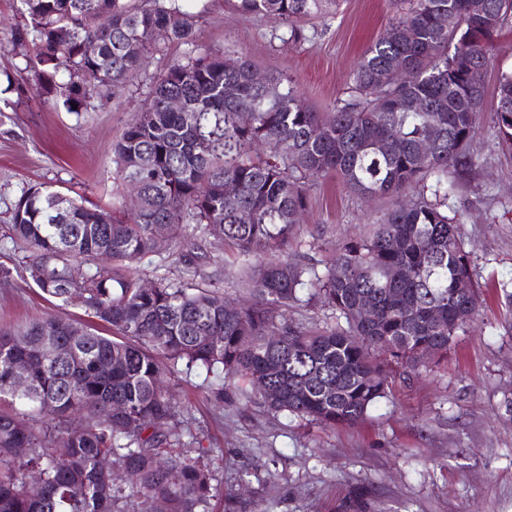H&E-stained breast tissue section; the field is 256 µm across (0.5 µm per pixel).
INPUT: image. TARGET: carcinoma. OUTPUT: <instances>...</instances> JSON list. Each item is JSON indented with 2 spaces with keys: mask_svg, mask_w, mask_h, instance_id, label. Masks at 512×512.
<instances>
[{
  "mask_svg": "<svg viewBox=\"0 0 512 512\" xmlns=\"http://www.w3.org/2000/svg\"><path fill=\"white\" fill-rule=\"evenodd\" d=\"M233 2L242 15L279 19L296 40L298 20L338 0ZM485 2L490 22L470 0H408L392 38L364 52L357 96L331 112L315 111L290 81H255L245 57L173 62L114 145L120 178L140 184V208L126 220L47 185L23 192L8 235L31 253L28 278L58 309L79 300L108 332L87 325L74 336L60 313L0 324V512H157L160 504L212 512L205 452L182 451L193 434L165 386L180 366L223 375L209 387L215 400L224 399V381L243 380L274 413L336 425L363 418L392 378L447 358L473 321L468 299L479 288L473 250L448 205V175L480 165L470 150L479 112L493 113L512 143V71L493 98L484 87L492 37L512 18V0ZM21 3L24 69L43 77L68 112L115 95L157 41L189 43L194 33L193 16L174 0ZM102 12L106 29L97 24ZM91 39L96 58L83 51ZM176 97L192 103L193 122L167 107ZM425 140L435 148L423 160ZM264 145L272 149L265 158ZM326 173L361 196L397 202L320 273L279 254L300 245L307 183ZM228 182L236 194L224 193ZM158 224L171 240L235 248L252 301L229 310L207 287L167 278L144 287L139 270L156 253ZM303 288L345 325L286 320ZM366 297L376 306L371 320L355 315ZM19 372L24 390L14 385ZM102 457L112 463L106 472ZM31 473L38 495L27 487Z\"/></svg>",
  "mask_w": 512,
  "mask_h": 512,
  "instance_id": "1",
  "label": "carcinoma"
}]
</instances>
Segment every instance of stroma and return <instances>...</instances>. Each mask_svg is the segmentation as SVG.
Instances as JSON below:
<instances>
[{"label": "stroma", "instance_id": "35a3bbf8", "mask_svg": "<svg viewBox=\"0 0 512 512\" xmlns=\"http://www.w3.org/2000/svg\"><path fill=\"white\" fill-rule=\"evenodd\" d=\"M176 2L196 16L193 43H160L117 99L76 114L54 107L42 81L23 70L24 48L11 33L24 22L20 2L0 0V227L11 223L22 192L39 183L111 210L127 191L113 147L171 61L244 55L262 74L291 78L308 105L328 112L353 95L360 56L397 11L392 0H341L336 13L302 21L293 42L278 20L242 16L228 0ZM12 79L22 81L23 93L9 89ZM472 148L483 166L457 180L449 204L474 248L481 291L477 317L458 331L447 361L395 380L363 419L336 426L270 413L258 397L237 396L232 381L224 385L231 402H211L203 369L182 368L171 378L208 450L213 512H340L345 503L362 512H512V309L501 289L512 283V149L500 141L492 113L479 114ZM309 195L301 247L288 257L320 270L391 204L361 197L334 176L312 181ZM181 249L166 241L141 265L143 279L208 282L228 301L245 298L234 248L198 242L201 261L192 269L180 262ZM0 262L15 269L0 284V324L52 312L27 278L25 250L0 237Z\"/></svg>", "mask_w": 512, "mask_h": 512}]
</instances>
